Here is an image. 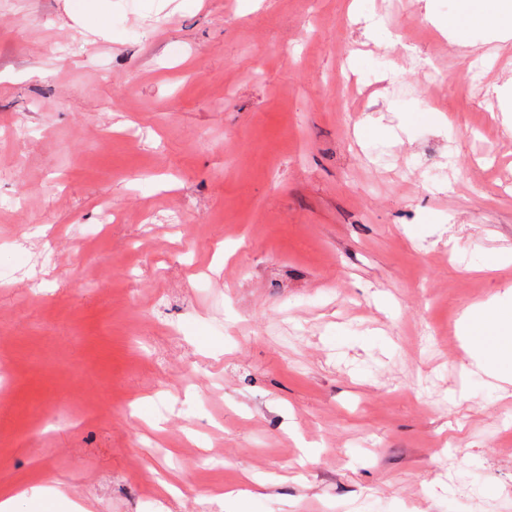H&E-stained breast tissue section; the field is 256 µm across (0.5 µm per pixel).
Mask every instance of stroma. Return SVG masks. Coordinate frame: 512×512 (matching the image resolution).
I'll use <instances>...</instances> for the list:
<instances>
[{"label":"stroma","instance_id":"obj_1","mask_svg":"<svg viewBox=\"0 0 512 512\" xmlns=\"http://www.w3.org/2000/svg\"><path fill=\"white\" fill-rule=\"evenodd\" d=\"M461 11L0 0V493L512 512V384L457 329L512 295V41Z\"/></svg>","mask_w":512,"mask_h":512}]
</instances>
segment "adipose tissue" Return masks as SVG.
<instances>
[{
    "instance_id": "1",
    "label": "adipose tissue",
    "mask_w": 512,
    "mask_h": 512,
    "mask_svg": "<svg viewBox=\"0 0 512 512\" xmlns=\"http://www.w3.org/2000/svg\"><path fill=\"white\" fill-rule=\"evenodd\" d=\"M471 20L480 22L490 42L512 40V0H468ZM463 344L469 349L472 363L464 375L484 376L497 381L512 380L507 365L512 362V305L491 299L468 309L460 320Z\"/></svg>"
}]
</instances>
